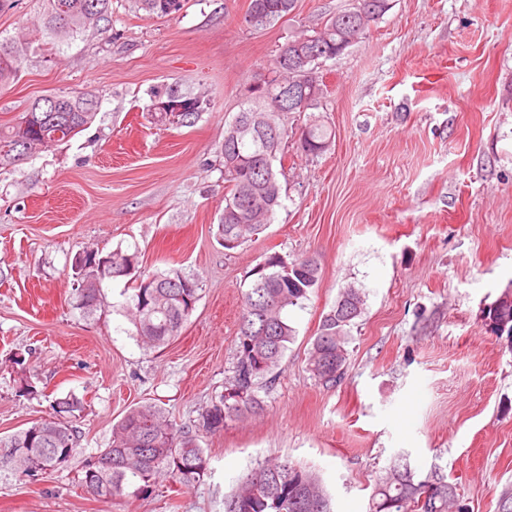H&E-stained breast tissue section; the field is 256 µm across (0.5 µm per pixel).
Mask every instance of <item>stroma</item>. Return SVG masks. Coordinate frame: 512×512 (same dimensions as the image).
<instances>
[{"label": "stroma", "instance_id": "35a3bbf8", "mask_svg": "<svg viewBox=\"0 0 512 512\" xmlns=\"http://www.w3.org/2000/svg\"><path fill=\"white\" fill-rule=\"evenodd\" d=\"M351 0H297L262 32L249 0H183L156 18L112 0L97 27L63 39L41 29V0L0 12V40L25 47L0 86V124L44 95H88L89 128L0 168V436L51 417L75 393L80 452L28 481L0 478V512H224L243 478L288 459L322 481L333 512H369L379 478L406 455L418 478L442 474L469 512H496L512 485V339L485 312L512 290V0H391L361 42L324 61L315 113L330 149L288 141L274 168L283 205L251 241L225 250L224 124L249 79L288 38ZM209 104L188 126L153 120L169 86ZM138 248L152 273L187 268L203 291L180 336L150 350L122 312L126 280L102 285L107 310L73 305L76 254ZM316 256L321 281L288 320L295 336L262 413L200 434L207 474L159 478L132 500L90 496L79 480L112 426L151 402L189 426L224 391L242 294L271 253ZM367 291L346 373L328 387L308 358L340 288ZM39 394L18 396L21 380Z\"/></svg>", "mask_w": 512, "mask_h": 512}]
</instances>
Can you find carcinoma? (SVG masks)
Instances as JSON below:
<instances>
[{"label":"carcinoma","instance_id":"1","mask_svg":"<svg viewBox=\"0 0 512 512\" xmlns=\"http://www.w3.org/2000/svg\"><path fill=\"white\" fill-rule=\"evenodd\" d=\"M112 0H43L42 26L45 34L66 37L96 25L107 15ZM137 9L156 17L180 11L182 0H134ZM296 0H250L244 16L253 31L275 26L290 15ZM388 10L390 0H371L363 17L341 10L313 28L286 42L268 67L264 81L269 94L281 84L291 82V68L279 62L282 56L304 52L317 38L319 54L308 64L311 70L359 42ZM24 49L9 41H0V85L13 80L20 67ZM305 110L317 108L324 96V84L314 75L305 86ZM55 109L45 107L46 97L34 100L22 117L10 126H0V168L21 162L19 141L35 134L51 148L80 133L96 117L97 102L88 96L60 97ZM192 109L178 116L177 124L194 123L204 110L205 101L180 96ZM261 102L245 100L241 109L224 128V208L218 231L221 241L241 246L272 223L281 207V185L271 152H280L289 132L281 122V111L270 106L260 111ZM28 130L21 131L22 123ZM332 132L316 119L301 129L298 147L307 155L326 152ZM85 261L112 258V273L94 279L92 271L77 272L76 308L82 315L96 318L104 301L101 284L106 279L126 278L131 291L124 292L123 308L130 316L133 334L144 345L157 349L180 335L196 308L202 291L199 275L185 268L145 274L139 268L138 250L99 249L80 254ZM291 272L283 274L271 266L261 273L251 272V281L243 294V308L235 339L236 358L231 367L224 394L211 403L194 427L179 426L163 408L144 403L130 409L112 426L108 446L84 465L81 484L98 499L138 497L151 491L157 478L168 476L189 485L208 470L209 458L197 442V432L216 433L228 423L247 414L264 410L266 392L275 376L294 330L285 313L310 299L321 278L316 257L288 261ZM362 288L340 289L336 304L324 316L309 354V369L325 385L342 379L345 370L351 327L363 313ZM486 320H507L506 328L492 332L512 339V296L507 294L485 313ZM58 420H40L27 428L0 437V477L16 476L35 480L46 470L67 463L78 451L81 431L73 421L84 411V400L71 393L53 401ZM455 488L444 477L433 473L415 480L412 472L395 461L375 486L370 512H453L448 495ZM224 512H331L329 496L320 479L289 460L267 463L252 470L240 488L225 502Z\"/></svg>","mask_w":512,"mask_h":512}]
</instances>
